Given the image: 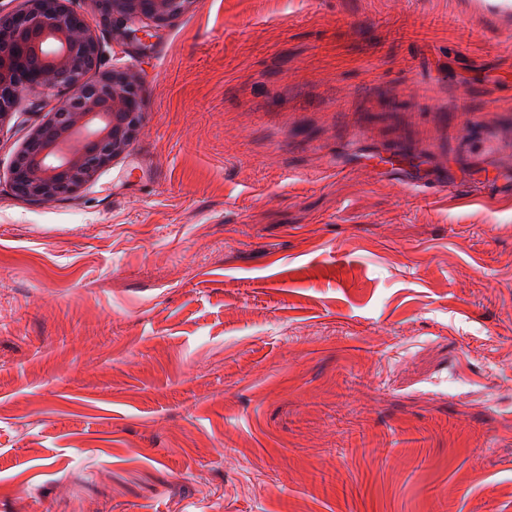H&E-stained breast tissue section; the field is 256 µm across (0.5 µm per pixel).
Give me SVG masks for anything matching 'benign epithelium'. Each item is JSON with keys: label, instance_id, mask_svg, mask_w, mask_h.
<instances>
[{"label": "benign epithelium", "instance_id": "benign-epithelium-1", "mask_svg": "<svg viewBox=\"0 0 512 512\" xmlns=\"http://www.w3.org/2000/svg\"><path fill=\"white\" fill-rule=\"evenodd\" d=\"M77 0H24L0 16V129L20 101L54 88L67 102L32 126L12 165L14 193L32 203L59 201L92 185L128 151L145 121L141 83L125 69L100 70L103 54ZM112 34L144 53L149 38L193 0H97ZM98 71L89 82L86 75Z\"/></svg>", "mask_w": 512, "mask_h": 512}]
</instances>
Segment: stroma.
<instances>
[{
  "label": "stroma",
  "instance_id": "35a3bbf8",
  "mask_svg": "<svg viewBox=\"0 0 512 512\" xmlns=\"http://www.w3.org/2000/svg\"><path fill=\"white\" fill-rule=\"evenodd\" d=\"M127 154L11 188L0 129V512H512V38L448 0H195L148 54ZM473 125L390 182L386 100ZM335 159L342 176L326 170Z\"/></svg>",
  "mask_w": 512,
  "mask_h": 512
}]
</instances>
